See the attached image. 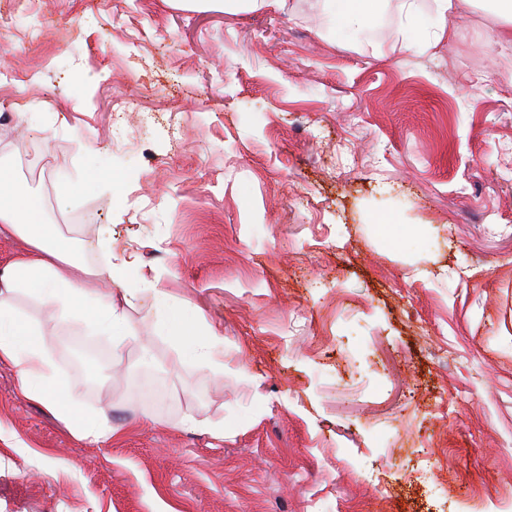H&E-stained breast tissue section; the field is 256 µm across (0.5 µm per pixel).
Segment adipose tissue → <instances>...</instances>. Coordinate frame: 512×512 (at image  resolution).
<instances>
[{
  "mask_svg": "<svg viewBox=\"0 0 512 512\" xmlns=\"http://www.w3.org/2000/svg\"><path fill=\"white\" fill-rule=\"evenodd\" d=\"M324 2L334 27L360 32L378 14L382 0ZM1 234L18 236L27 251L0 266V362L16 369L24 396L45 407L76 438L108 443L119 430L105 416L85 413L73 390L58 379L44 325L20 308L19 299L51 310L52 320L111 337L119 349L134 338L125 308L132 303L129 284L135 281L153 295L156 334L172 341L183 360L212 363L216 335L202 326L199 310L173 301L159 279L142 276L136 261L106 269L108 279L121 287V298L89 292L84 286L86 270L74 258L70 241L43 224L40 198L20 194L11 172L0 167Z\"/></svg>",
  "mask_w": 512,
  "mask_h": 512,
  "instance_id": "adipose-tissue-1",
  "label": "adipose tissue"
}]
</instances>
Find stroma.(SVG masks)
I'll use <instances>...</instances> for the list:
<instances>
[{
    "label": "stroma",
    "instance_id": "35a3bbf8",
    "mask_svg": "<svg viewBox=\"0 0 512 512\" xmlns=\"http://www.w3.org/2000/svg\"><path fill=\"white\" fill-rule=\"evenodd\" d=\"M398 6L356 38L323 0H0V163L90 286L136 255L224 365L182 362L143 291L122 376L110 337L47 328L121 436L76 439L0 362V512H512V48L475 0L407 53Z\"/></svg>",
    "mask_w": 512,
    "mask_h": 512
}]
</instances>
